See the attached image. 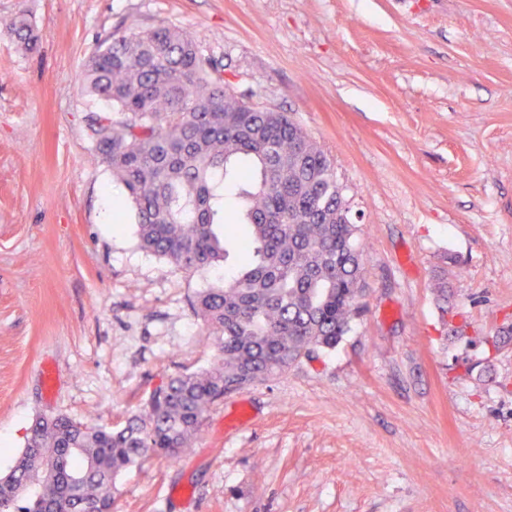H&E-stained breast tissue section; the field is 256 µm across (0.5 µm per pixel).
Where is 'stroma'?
Wrapping results in <instances>:
<instances>
[{
	"instance_id": "35a3bbf8",
	"label": "stroma",
	"mask_w": 512,
	"mask_h": 512,
	"mask_svg": "<svg viewBox=\"0 0 512 512\" xmlns=\"http://www.w3.org/2000/svg\"><path fill=\"white\" fill-rule=\"evenodd\" d=\"M26 13L24 51L3 28ZM196 34L330 155L366 246L336 348L215 403L112 512H512V0H0V474L37 415L120 428L220 356V272L139 246L76 78L120 21ZM448 280V312L434 283Z\"/></svg>"
}]
</instances>
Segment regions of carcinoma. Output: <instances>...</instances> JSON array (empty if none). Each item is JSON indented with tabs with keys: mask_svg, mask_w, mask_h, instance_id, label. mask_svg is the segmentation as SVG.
I'll return each instance as SVG.
<instances>
[{
	"mask_svg": "<svg viewBox=\"0 0 512 512\" xmlns=\"http://www.w3.org/2000/svg\"><path fill=\"white\" fill-rule=\"evenodd\" d=\"M6 33L37 50L24 17ZM78 83L117 114L93 112L89 127L136 208L140 246L186 273L224 269V285L193 304L221 336V357L169 378L118 430L36 417L0 477V512H111L123 469L179 459L225 395L335 348L364 292V251L330 156L288 113L224 87L198 37L124 21L88 54ZM230 196L244 233L224 222Z\"/></svg>",
	"mask_w": 512,
	"mask_h": 512,
	"instance_id": "cac0c4a2",
	"label": "carcinoma"
}]
</instances>
